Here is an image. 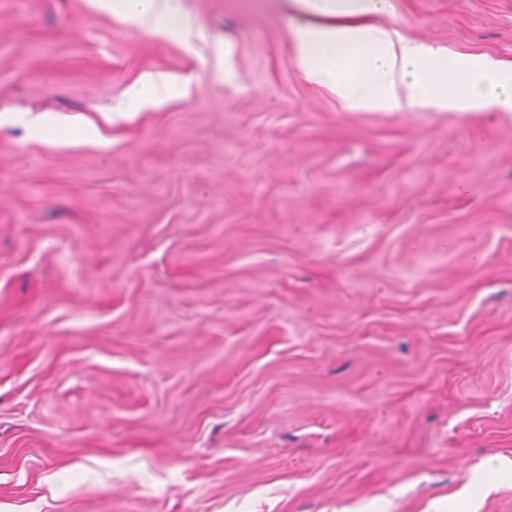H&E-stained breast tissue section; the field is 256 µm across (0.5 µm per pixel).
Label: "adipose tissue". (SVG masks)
Masks as SVG:
<instances>
[{
  "mask_svg": "<svg viewBox=\"0 0 512 512\" xmlns=\"http://www.w3.org/2000/svg\"><path fill=\"white\" fill-rule=\"evenodd\" d=\"M134 27L181 36L194 27L181 0H104ZM295 65L306 80L362 109L397 112L431 105L464 112L477 106L512 109V69L484 58L437 55L371 23L390 0H291Z\"/></svg>",
  "mask_w": 512,
  "mask_h": 512,
  "instance_id": "ef3b65f1",
  "label": "adipose tissue"
}]
</instances>
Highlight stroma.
<instances>
[{
	"mask_svg": "<svg viewBox=\"0 0 512 512\" xmlns=\"http://www.w3.org/2000/svg\"><path fill=\"white\" fill-rule=\"evenodd\" d=\"M182 6L0 0V512H512V111L355 108L286 0ZM375 22L512 64V0ZM107 8L119 13L130 25L158 34L183 36L194 28L181 0H104ZM162 93L174 95L176 90L169 85L163 75L145 74L128 89L126 107L139 108L147 102L157 100Z\"/></svg>",
	"mask_w": 512,
	"mask_h": 512,
	"instance_id": "stroma-1",
	"label": "stroma"
}]
</instances>
